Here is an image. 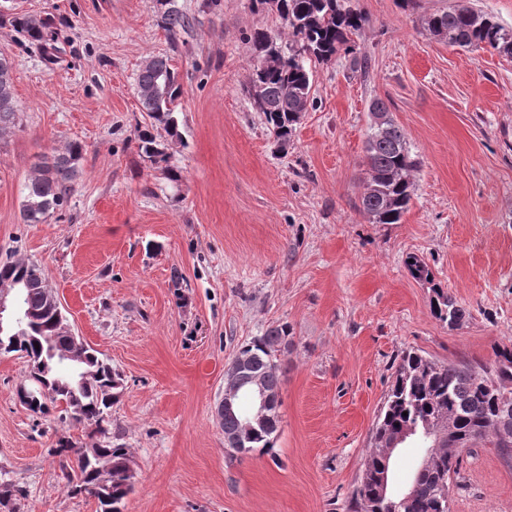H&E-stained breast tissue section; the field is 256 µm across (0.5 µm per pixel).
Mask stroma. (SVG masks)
I'll return each mask as SVG.
<instances>
[{
    "mask_svg": "<svg viewBox=\"0 0 512 512\" xmlns=\"http://www.w3.org/2000/svg\"><path fill=\"white\" fill-rule=\"evenodd\" d=\"M192 21L171 37L161 0H20L67 25L64 62L0 20L18 124L0 136V262L41 264L72 331L123 378L108 429L135 489L124 512H350L372 429L401 356L493 362L512 344V57L451 46L424 20L453 0H346L361 11L352 58L308 59L312 106L279 146L249 97L248 37L283 34L257 0H175ZM165 56L180 75L178 136L142 112L136 78ZM387 102L418 161L397 224L360 206L371 104ZM169 165L143 157L138 134ZM84 148L67 205L20 218L43 156ZM178 180H170L166 167ZM469 312L448 328L431 285ZM288 323L280 422L271 451L232 458L214 409L239 348ZM18 356L0 355V470L17 512H96L48 457L60 435L99 434L25 409ZM451 512H512V466L465 455ZM138 141V150L143 157L154 164H168L169 155L165 152V145L157 141L152 134L142 132L138 135ZM413 260V263L409 262ZM407 269L412 278L418 281L428 282L434 293L431 304L433 315L440 321L448 323L449 328H454L462 324L468 315L467 310L448 294L443 288L434 284L432 271L424 260L418 256H409L407 260Z\"/></svg>",
    "mask_w": 512,
    "mask_h": 512,
    "instance_id": "stroma-1",
    "label": "stroma"
}]
</instances>
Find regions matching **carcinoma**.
I'll return each mask as SVG.
<instances>
[{
	"mask_svg": "<svg viewBox=\"0 0 512 512\" xmlns=\"http://www.w3.org/2000/svg\"><path fill=\"white\" fill-rule=\"evenodd\" d=\"M290 43L273 45L270 36L255 32L248 39L257 59L275 50L278 59L263 68L254 66L250 88H258L259 99L251 100L280 145L291 140L301 119L302 99H311V76L304 58L329 60L339 52L351 54V35L366 22L365 16L344 6V0H274ZM165 28L171 36L190 27L187 14L165 0ZM11 25L28 41L37 44L44 59L52 62L61 51L62 30L53 18H35L28 13L10 14ZM428 31L450 46L488 47L512 56V30L485 13L455 4L426 19ZM13 62L0 56V135L15 128L17 106L12 94ZM141 111L162 125L172 137L179 136L176 116L183 86L178 72L166 57L148 61L136 79ZM140 154L154 164L168 163L165 145L148 132L138 135ZM369 176L378 193L362 198V207L372 224H399L412 199L416 185L410 172L417 167L402 130L394 123L384 130H371L366 141ZM83 148L71 144L65 152L43 157L37 175L25 187L21 219L25 224H42L68 202L79 173ZM412 278L431 284L433 315L454 328L462 324L467 310L434 283L432 271L421 258L407 263ZM45 270L34 263L0 262V283L16 285L19 306L26 316L19 322L0 325V354L17 353L27 359L26 382L17 391L19 402L35 414L47 416L64 405L71 422L103 426L109 410L123 388L121 375L76 335L60 332L67 320L60 305L43 288ZM292 329L286 324L268 327L242 345L237 355L246 359L249 377L262 383L270 397L264 416L248 423L253 402L247 394L237 400L235 415L224 418V434L234 436L224 444L230 457L273 448L281 405L279 356L291 343ZM447 414L450 437L423 445L431 467L412 479L413 500L403 504L394 497H380L373 475L390 469L386 450L403 431L422 430L437 415ZM479 440L498 450L506 465H512V344L496 349L491 363H444L417 352L402 355L373 427L372 448L362 464L351 512H450L449 498L440 495V481L451 483L459 473L462 453L469 442ZM50 453L59 458L60 470L74 496L87 495L97 501L96 512H123L134 484L129 481L127 448L108 441L94 448L74 449L69 437L56 441ZM22 490L0 479V508L15 512L13 498Z\"/></svg>",
	"mask_w": 512,
	"mask_h": 512,
	"instance_id": "1",
	"label": "carcinoma"
}]
</instances>
